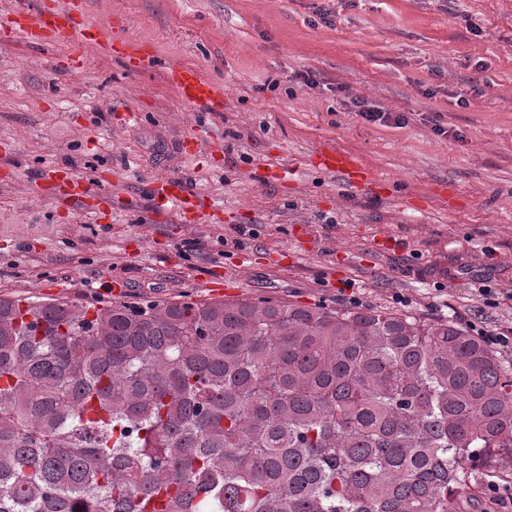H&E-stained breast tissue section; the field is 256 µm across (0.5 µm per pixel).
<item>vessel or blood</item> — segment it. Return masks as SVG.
Returning a JSON list of instances; mask_svg holds the SVG:
<instances>
[{
	"mask_svg": "<svg viewBox=\"0 0 512 512\" xmlns=\"http://www.w3.org/2000/svg\"><path fill=\"white\" fill-rule=\"evenodd\" d=\"M84 16V0H65L64 5L54 8L44 4L35 10L21 2L14 12L11 34L13 38L25 43L61 44L70 41L75 25L79 24L84 29L82 43L96 44L121 56L130 70L137 71L150 66L151 57L140 44L128 40L121 32L114 30L112 25L85 22ZM166 79L178 87L183 101L192 107L209 110L222 106L224 102L223 85L201 77L193 68L169 67ZM316 164L323 171L350 183H369L373 180L372 175L354 156L335 149L320 151ZM43 189L63 198L68 204L84 208L90 207L92 200L100 201L105 197L104 191H91L83 177L61 168L46 176ZM148 193L157 206L172 205L185 223L195 224L205 218L197 195L190 192L181 180H153Z\"/></svg>",
	"mask_w": 512,
	"mask_h": 512,
	"instance_id": "1",
	"label": "vessel or blood"
}]
</instances>
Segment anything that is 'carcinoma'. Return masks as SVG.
<instances>
[{
    "label": "carcinoma",
    "mask_w": 512,
    "mask_h": 512,
    "mask_svg": "<svg viewBox=\"0 0 512 512\" xmlns=\"http://www.w3.org/2000/svg\"><path fill=\"white\" fill-rule=\"evenodd\" d=\"M512 363L452 320L0 297V512H457Z\"/></svg>",
    "instance_id": "1"
}]
</instances>
